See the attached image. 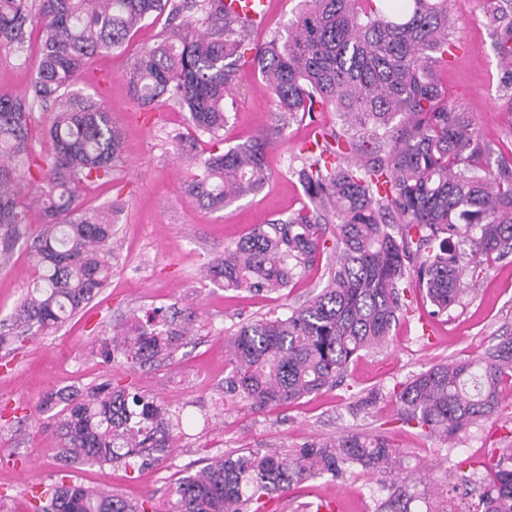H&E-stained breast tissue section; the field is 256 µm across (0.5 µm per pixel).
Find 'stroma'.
<instances>
[{
	"mask_svg": "<svg viewBox=\"0 0 512 512\" xmlns=\"http://www.w3.org/2000/svg\"><path fill=\"white\" fill-rule=\"evenodd\" d=\"M499 2L450 0L453 47L438 78L449 102L471 112L480 138L507 154L512 152V119L502 110L503 70L486 24ZM298 3L269 0L267 19L251 30L247 47L275 35L286 37ZM167 23L163 14L146 19L121 47L91 58L85 75L72 86L73 93L102 101L123 134L121 161L111 178L82 190L85 206L120 205L112 216V275L106 288L57 333L27 339L14 352L0 349V512H32L35 497L61 481L127 497L146 512H170L180 478L211 457L245 448L285 451L348 432L384 435L410 463L434 466L439 486H446L457 462L480 461L500 439L512 438V388L500 393L496 413L471 427L453 447L440 436L403 424L391 393L436 363L482 356L498 336L512 332V254L491 260L476 274H464L467 293L446 313L432 314L420 289L408 292L411 310L393 326L387 343L362 353L334 389L261 411L222 392L229 373L226 330L251 317L287 315L320 290L330 256L322 254L288 288L270 294L224 289L201 279V268L257 225L307 205L294 170L316 132L340 130L343 122L330 106L317 108L310 117L281 121L264 81L244 71L225 101L229 121L223 146L266 138L270 179L258 193L222 210L200 206L183 188L198 174V159L214 152L213 140L195 132L188 112L174 103L138 107L123 79L139 53L159 42ZM39 53L35 33L23 53L0 46V93H24L37 75ZM179 137L187 141L186 153L174 148ZM37 276L24 245L0 259V321L9 319ZM173 307L195 311L198 320L172 358L131 368L93 355L99 336L122 330L153 309ZM106 379L165 401L173 417L186 421L184 440L168 456L141 468L62 467L51 421L38 407L50 392ZM321 494L336 499L337 512H373L379 485L354 466L338 481L308 480L274 505L278 512H292V503L310 504Z\"/></svg>",
	"mask_w": 512,
	"mask_h": 512,
	"instance_id": "stroma-1",
	"label": "stroma"
}]
</instances>
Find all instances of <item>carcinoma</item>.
<instances>
[{
    "label": "carcinoma",
    "mask_w": 512,
    "mask_h": 512,
    "mask_svg": "<svg viewBox=\"0 0 512 512\" xmlns=\"http://www.w3.org/2000/svg\"><path fill=\"white\" fill-rule=\"evenodd\" d=\"M284 40L242 48L248 25L224 14L223 0H0V43L23 52L31 29L43 44L38 76L22 95L0 94V255L28 244L38 280L10 317L0 346L44 335L84 309L112 268V213L84 208L80 185L109 177L120 161L118 130L92 98L67 89L92 56L120 47L156 13L169 27L126 77L134 102L161 99L188 110L198 132L223 141L224 100L243 69L261 75L284 120L331 105L344 129L322 132L295 170L309 205L258 226L211 260L204 278L226 289L278 292L331 251L321 291L285 317H260L224 336L230 371L225 392L262 410L339 386L361 352L383 346L406 288L417 280L436 312L465 294L464 272L512 252V157L497 158L478 136L471 113L448 102L437 68L447 62L449 0H302ZM504 67L502 97L512 113V0L487 16ZM53 104L54 149L31 158L34 105ZM266 142L212 153L185 192L218 211L269 180ZM28 165L32 181H17ZM44 214L28 233L22 193ZM335 225L334 240L325 224ZM191 312L160 322L149 317L98 338L104 363L134 366L172 356L183 344ZM512 385V333L477 359L441 362L393 389L402 423L450 441L491 417L497 393ZM59 458L72 464H146L174 447L168 406L105 380L48 394ZM376 477L384 497L375 512H464L458 494L480 488L477 512H512V442L490 449L460 484L438 493L418 480L401 452L380 434L351 432L289 451L247 450L209 459L183 477L174 512H260L307 480L343 478L351 466ZM36 512H144L110 492L81 484L50 490Z\"/></svg>",
    "instance_id": "carcinoma-1"
}]
</instances>
